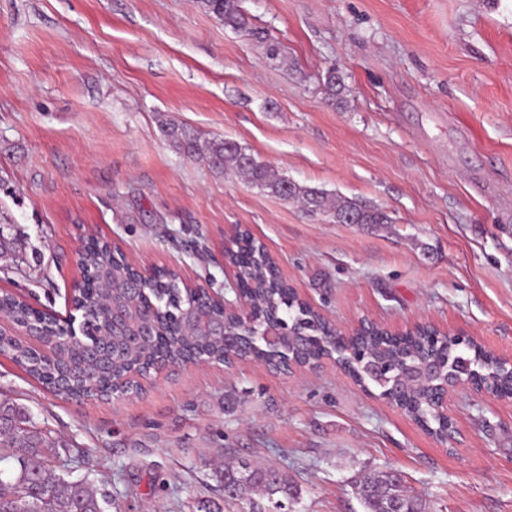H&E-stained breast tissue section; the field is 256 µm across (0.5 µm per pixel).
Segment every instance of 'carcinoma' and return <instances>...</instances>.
Masks as SVG:
<instances>
[{
  "label": "carcinoma",
  "instance_id": "1",
  "mask_svg": "<svg viewBox=\"0 0 512 512\" xmlns=\"http://www.w3.org/2000/svg\"><path fill=\"white\" fill-rule=\"evenodd\" d=\"M199 6L211 13L226 26L247 28L249 21L240 0H197ZM164 135L175 147L189 157L204 155L214 169L230 172L245 178L255 186L288 201L300 202L308 211L317 213L332 208L336 216L351 215L359 224H389L390 216L383 210L367 207L355 200L338 197L332 199L322 190L301 186L295 182L284 185V178L258 161L240 146H229L219 140L202 147L194 132L173 122L162 124ZM236 262L244 268L254 287L249 298L256 315L265 317L277 313L295 329L309 327L314 314L288 298L294 297L290 286L280 276L270 255L252 238L245 239ZM80 265L90 281L114 284L130 277V272L115 258L108 243H93L81 258ZM139 306L153 312L158 327L153 336H142L131 324L111 333L101 331L96 335H82L72 347L53 359L39 356L21 336L0 333V355L10 357L30 376L49 387L64 382L63 396L70 399L93 397L110 389L117 394L141 390L128 376L144 374L155 361L159 351H164L172 362L188 356H200L214 362L224 361V345L206 336L182 335L167 327L173 317L189 306L187 290L169 278L155 282L147 295L138 298ZM0 308L11 315H28L23 299L5 293L0 296ZM325 347L348 364L355 381L365 389L384 391L391 386L387 380L368 377L363 370L350 363V355L325 340ZM353 350L367 349L388 367H403L419 363L427 355L423 333L409 334L397 339L378 333L360 336L350 342ZM244 358L271 361L275 353L263 346L258 337L252 336L239 351ZM470 363L485 374L501 376L500 385L512 383L511 375H503L499 367L487 360L479 348L454 353V363ZM436 382L422 380L413 385L407 395V411L411 417L433 428L439 434L441 421L431 405ZM8 429L0 433V462L16 463L14 473L0 477V512H103L96 491L84 481L66 480L55 474L52 458L56 442L40 431L29 427L30 416L20 406L0 402V421ZM248 471L230 467L224 471V496L237 505L240 512H279L291 496L288 481L273 468L251 467ZM403 493L385 472L369 475L359 486L360 499L365 512H381L383 503Z\"/></svg>",
  "mask_w": 512,
  "mask_h": 512
}]
</instances>
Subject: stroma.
Returning <instances> with one entry per match:
<instances>
[{
	"mask_svg": "<svg viewBox=\"0 0 512 512\" xmlns=\"http://www.w3.org/2000/svg\"><path fill=\"white\" fill-rule=\"evenodd\" d=\"M242 7L235 30L196 0H0V291L65 312L91 234L218 291L240 224L342 329L433 323L512 356V0ZM165 121L391 221L310 213L179 152ZM142 385L68 399L0 355V401L105 512H232L221 471L241 459L287 477L290 512H364L374 470L426 512H512V398L458 389L443 446L330 360L288 376L177 365Z\"/></svg>",
	"mask_w": 512,
	"mask_h": 512,
	"instance_id": "1",
	"label": "stroma"
}]
</instances>
